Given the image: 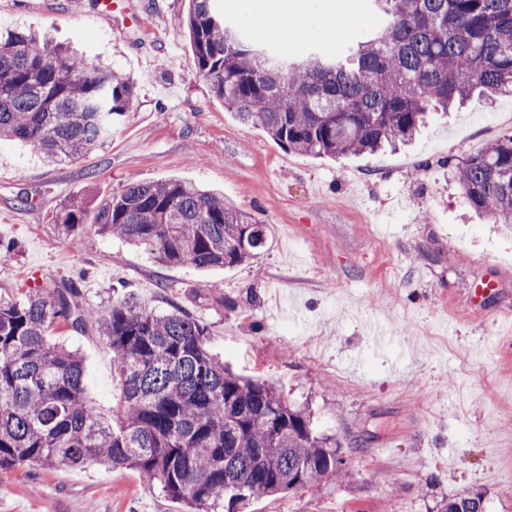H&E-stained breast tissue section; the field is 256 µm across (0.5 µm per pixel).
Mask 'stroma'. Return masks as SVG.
<instances>
[{"label": "stroma", "mask_w": 512, "mask_h": 512, "mask_svg": "<svg viewBox=\"0 0 512 512\" xmlns=\"http://www.w3.org/2000/svg\"><path fill=\"white\" fill-rule=\"evenodd\" d=\"M93 2L0 0L1 30L48 35L136 83L132 120L79 160L0 142V298H21L33 275L94 306L179 305L233 371L307 406L341 443L349 478L255 498L248 512H437L464 490L483 493L486 512H512V231L469 206L449 165L512 132V96L431 116L400 150L296 154L242 123L200 75L187 0H131L130 27L95 16ZM336 14L342 32L266 47L338 58L383 22L372 0H323V17ZM170 179L223 191L269 224L268 249L199 270L99 232L104 199ZM74 198L85 217L69 238L56 215ZM53 340L80 352L90 397L111 408L119 376L95 325L58 326ZM0 512L182 507L133 470L25 464L0 476Z\"/></svg>", "instance_id": "obj_1"}]
</instances>
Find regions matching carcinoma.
<instances>
[{"label":"carcinoma","mask_w":512,"mask_h":512,"mask_svg":"<svg viewBox=\"0 0 512 512\" xmlns=\"http://www.w3.org/2000/svg\"><path fill=\"white\" fill-rule=\"evenodd\" d=\"M214 0H189L200 73L224 108L284 148L318 157L376 154L412 141L431 111L477 94H512V0H374L387 23L346 60H290L224 23ZM135 83L98 59L34 33L0 36V139L22 140L51 163L101 147L130 121ZM473 208L512 223V133L455 163ZM84 207L57 217L75 233ZM95 224L174 264L236 267L268 246L269 226L194 183L137 182L105 200ZM97 325L120 374L105 417L86 394L78 352L54 328ZM130 468L184 512H243L259 496L349 476L340 447L311 412L213 357L208 331L179 307L134 300L84 304L71 286L0 299V475L24 464ZM439 512H486L465 490Z\"/></svg>","instance_id":"obj_1"}]
</instances>
